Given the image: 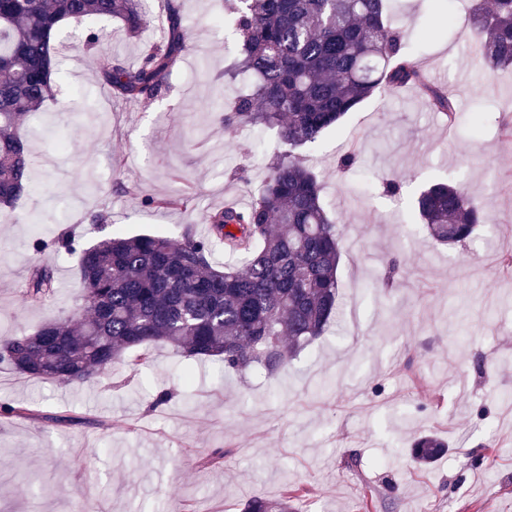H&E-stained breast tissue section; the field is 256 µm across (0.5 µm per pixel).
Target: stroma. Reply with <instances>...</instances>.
Here are the masks:
<instances>
[{
  "label": "stroma",
  "instance_id": "obj_1",
  "mask_svg": "<svg viewBox=\"0 0 512 512\" xmlns=\"http://www.w3.org/2000/svg\"><path fill=\"white\" fill-rule=\"evenodd\" d=\"M190 31L167 86L147 102L112 96L92 68L87 22L58 38L55 96L23 129L35 156L29 191L0 207V336H18L82 304L78 257L52 242L105 234L199 231L201 210L257 195L283 149L277 128L225 126L240 91L239 39L215 24L224 0H176ZM390 0L395 23L430 21L412 47L423 74L458 91L447 129L411 87L377 91L304 156L341 230L342 318L273 378L141 348L138 369L117 364L84 384L38 380L0 364V403L35 406L36 418L0 423V512H240L254 497L302 494L297 512H512V274L486 258L512 249V70L490 71L471 50L465 4ZM455 12L458 22L444 16ZM103 37L128 63L161 29ZM358 143L359 161L338 169ZM399 180V195L383 191ZM430 181L465 188L485 222L466 242L435 244L414 219ZM195 193L199 207L156 211L145 198ZM104 214L105 225L90 222ZM394 288L380 280L389 259ZM50 266L57 290L30 307L32 269ZM170 399L156 405L160 392ZM448 447L427 465L412 436ZM223 451L216 466L203 457Z\"/></svg>",
  "mask_w": 512,
  "mask_h": 512
}]
</instances>
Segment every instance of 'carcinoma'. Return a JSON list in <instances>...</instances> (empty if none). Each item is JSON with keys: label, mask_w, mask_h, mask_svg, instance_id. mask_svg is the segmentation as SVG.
Masks as SVG:
<instances>
[{"label": "carcinoma", "mask_w": 512, "mask_h": 512, "mask_svg": "<svg viewBox=\"0 0 512 512\" xmlns=\"http://www.w3.org/2000/svg\"><path fill=\"white\" fill-rule=\"evenodd\" d=\"M473 2L468 24L486 66L511 68L512 0ZM230 13L241 39L240 68L257 81L224 123L276 126L288 151L276 156L253 202L207 215L205 236L114 232L82 248L72 234L55 239L56 248L79 256L84 307L1 339L0 363L26 377L82 384L127 351L162 344L188 358H216L227 370L261 364L274 374L337 318L340 229L316 173L294 151L319 141L380 89L411 85L448 123L456 122L454 97L426 81L407 50V32L388 22V0H236ZM102 18H118L135 32L144 21L141 0H0L1 205L30 187L34 157L22 119L54 96L57 28ZM187 43L183 17L170 2L163 44L146 48L135 65L110 51L94 53L93 65L114 96L144 101L165 87ZM146 204L189 210L196 197L186 192ZM415 211L439 245L461 243L484 223L481 205L443 182L421 191ZM217 243L245 255L244 268L212 264ZM54 295L52 269L33 270L23 302ZM33 416L21 404L0 406L3 419ZM446 447L421 436L412 456L428 464ZM242 512H294V503L286 494L275 503L255 498Z\"/></svg>", "instance_id": "obj_1"}]
</instances>
